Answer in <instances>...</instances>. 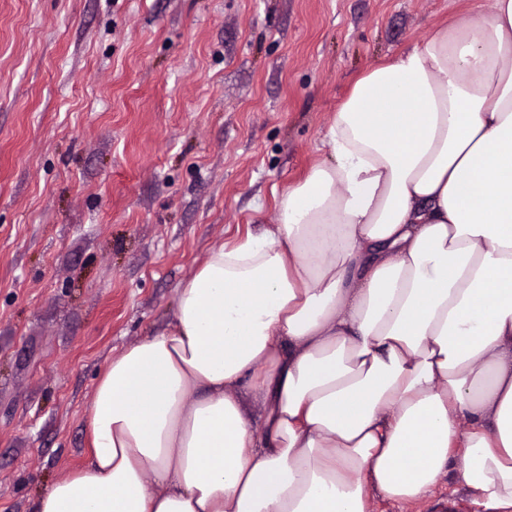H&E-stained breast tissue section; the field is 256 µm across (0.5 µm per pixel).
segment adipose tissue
Here are the masks:
<instances>
[{
    "label": "adipose tissue",
    "mask_w": 512,
    "mask_h": 512,
    "mask_svg": "<svg viewBox=\"0 0 512 512\" xmlns=\"http://www.w3.org/2000/svg\"><path fill=\"white\" fill-rule=\"evenodd\" d=\"M275 223L113 356L34 512H512V0L352 84ZM457 490L456 493H452ZM448 501H450L448 503ZM455 505L452 506L451 502ZM463 488L453 474H446L442 485L429 497L410 505H394L381 499L374 501V512H466Z\"/></svg>",
    "instance_id": "adipose-tissue-1"
}]
</instances>
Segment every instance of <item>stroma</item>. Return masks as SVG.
Segmentation results:
<instances>
[{"label":"stroma","mask_w":512,"mask_h":512,"mask_svg":"<svg viewBox=\"0 0 512 512\" xmlns=\"http://www.w3.org/2000/svg\"><path fill=\"white\" fill-rule=\"evenodd\" d=\"M469 0H0V512L84 461L107 362L276 219L355 79ZM455 476L410 505L466 512Z\"/></svg>","instance_id":"obj_1"}]
</instances>
